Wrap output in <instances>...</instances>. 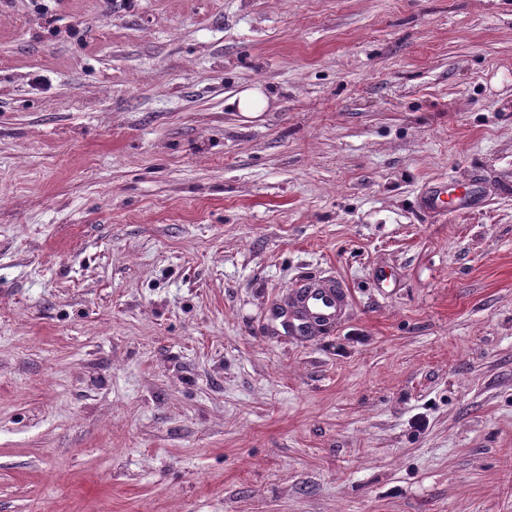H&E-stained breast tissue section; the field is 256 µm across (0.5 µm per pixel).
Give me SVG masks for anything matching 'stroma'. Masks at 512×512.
Masks as SVG:
<instances>
[{"mask_svg":"<svg viewBox=\"0 0 512 512\" xmlns=\"http://www.w3.org/2000/svg\"><path fill=\"white\" fill-rule=\"evenodd\" d=\"M0 512H512V0H0ZM233 104L236 105L238 112H262L267 107V99L259 88H252L240 92L233 100ZM292 288L296 310L314 320L317 326L333 323L339 316L343 295L337 289L325 288L316 282H307ZM318 319L323 322L318 323Z\"/></svg>","mask_w":512,"mask_h":512,"instance_id":"35a3bbf8","label":"stroma"}]
</instances>
